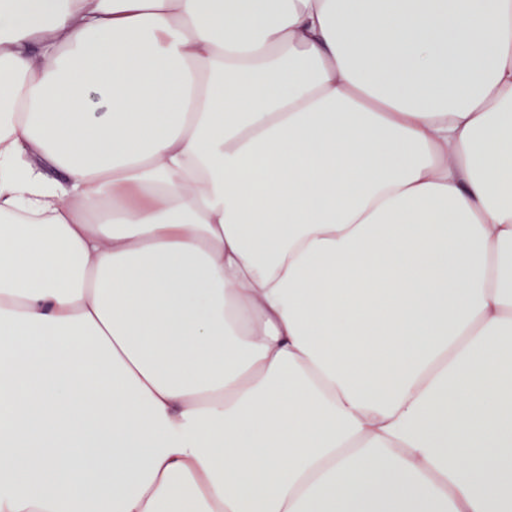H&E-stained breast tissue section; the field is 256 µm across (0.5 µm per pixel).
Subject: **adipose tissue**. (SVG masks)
Here are the masks:
<instances>
[{
  "label": "adipose tissue",
  "mask_w": 512,
  "mask_h": 512,
  "mask_svg": "<svg viewBox=\"0 0 512 512\" xmlns=\"http://www.w3.org/2000/svg\"><path fill=\"white\" fill-rule=\"evenodd\" d=\"M0 512H512V0H0Z\"/></svg>",
  "instance_id": "ef3b65f1"
}]
</instances>
